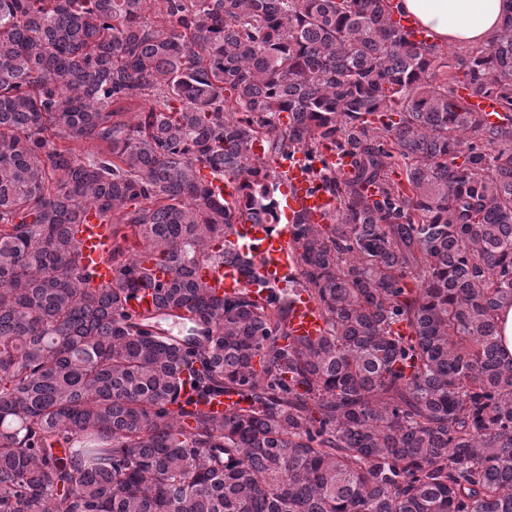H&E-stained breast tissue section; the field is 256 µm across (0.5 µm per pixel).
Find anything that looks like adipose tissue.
<instances>
[{
	"label": "adipose tissue",
	"mask_w": 512,
	"mask_h": 512,
	"mask_svg": "<svg viewBox=\"0 0 512 512\" xmlns=\"http://www.w3.org/2000/svg\"><path fill=\"white\" fill-rule=\"evenodd\" d=\"M428 29L436 43L486 45L500 30L512 0H394Z\"/></svg>",
	"instance_id": "1"
}]
</instances>
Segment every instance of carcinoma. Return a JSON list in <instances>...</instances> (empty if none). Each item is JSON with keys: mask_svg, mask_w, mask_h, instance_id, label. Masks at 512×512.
Returning a JSON list of instances; mask_svg holds the SVG:
<instances>
[{"mask_svg": "<svg viewBox=\"0 0 512 512\" xmlns=\"http://www.w3.org/2000/svg\"><path fill=\"white\" fill-rule=\"evenodd\" d=\"M256 140L337 201L264 304L198 275L240 219L279 223ZM91 208L107 288L79 265ZM298 291L316 340L288 332ZM509 306L512 10L444 54L390 0H0V512H512ZM186 381L246 406L212 417ZM80 243V265L88 288H102L112 284L115 273L104 259L112 244V227L102 220L95 209L86 213L82 224L75 227Z\"/></svg>", "mask_w": 512, "mask_h": 512, "instance_id": "carcinoma-1", "label": "carcinoma"}]
</instances>
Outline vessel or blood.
I'll return each mask as SVG.
<instances>
[{
	"label": "vessel or blood",
	"instance_id": "obj_1",
	"mask_svg": "<svg viewBox=\"0 0 512 512\" xmlns=\"http://www.w3.org/2000/svg\"><path fill=\"white\" fill-rule=\"evenodd\" d=\"M288 175L284 183L283 221L279 224H253L243 220L230 237L241 259L203 267L202 279L216 296L232 295L249 289L254 298L267 300L273 287L285 286L298 274L291 241L294 222L304 217L314 223L326 222L334 210V197L319 187L310 164L302 154L283 162ZM80 243V265L90 288L112 284L115 273L105 255L112 244V227L96 210H89L82 224L76 225ZM325 328V317L307 294L296 297L290 308L288 331L293 336L318 338Z\"/></svg>",
	"mask_w": 512,
	"mask_h": 512
}]
</instances>
